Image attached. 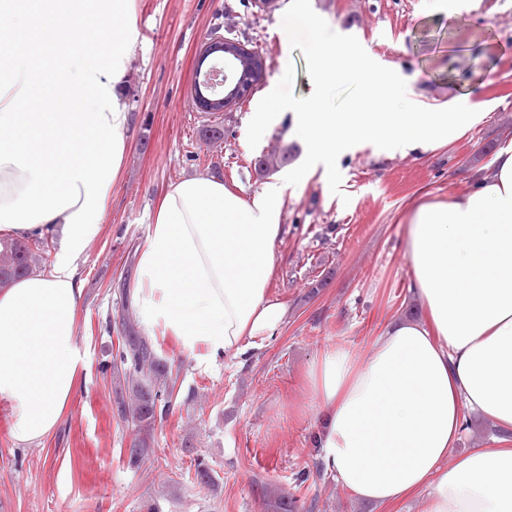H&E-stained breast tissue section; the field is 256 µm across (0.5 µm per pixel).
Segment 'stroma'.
<instances>
[{
    "label": "stroma",
    "instance_id": "obj_1",
    "mask_svg": "<svg viewBox=\"0 0 512 512\" xmlns=\"http://www.w3.org/2000/svg\"><path fill=\"white\" fill-rule=\"evenodd\" d=\"M137 39L126 89L131 123L124 166L103 230L81 261L84 298L76 343L87 368L57 429L15 445L0 405V512H264L261 484L318 498V512H382L353 501L320 467L313 363L343 345L362 353L388 318L412 310L405 255L407 207L429 193L445 200L468 187L512 141V0H307L325 36L356 44L393 86L376 89L351 59L336 61L327 112H438L464 97L481 102L483 120L453 143L390 157L361 144L329 161L289 195L269 288L286 304L276 339L249 358L223 357L202 368L169 338L152 337L160 359L179 374L177 397L156 420L140 466L129 464L135 436L117 411L116 383L104 365L137 316L127 285L136 274L156 206L185 175L221 179L248 197L267 177L261 155L290 137L289 103L310 90L309 36L288 37L292 0H137ZM255 46L265 78L230 112L197 111L196 62L213 32ZM267 105L273 120L254 129ZM224 129L223 141L202 131ZM214 483L193 482L194 461ZM309 475L296 488L297 472Z\"/></svg>",
    "mask_w": 512,
    "mask_h": 512
}]
</instances>
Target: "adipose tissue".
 Listing matches in <instances>:
<instances>
[{
  "label": "adipose tissue",
  "instance_id": "ef3b65f1",
  "mask_svg": "<svg viewBox=\"0 0 512 512\" xmlns=\"http://www.w3.org/2000/svg\"><path fill=\"white\" fill-rule=\"evenodd\" d=\"M136 0H0V236L56 235L47 272L0 289V403L16 445L59 425L86 360L75 339L79 259L99 237L122 168L130 114L121 93L137 38ZM310 31L311 91L291 107L304 162L251 199L220 179L170 184L138 249L131 296L153 336L207 366L247 357L280 332L286 307L268 288L290 191L361 143L391 154L444 146L482 121L466 101L439 112H325L336 58L300 9L288 34ZM406 255L422 317L394 318L363 354L314 362L322 466L356 499L418 512H512V142L491 174L461 194L420 196L406 215ZM505 433L456 450L468 413Z\"/></svg>",
  "mask_w": 512,
  "mask_h": 512
}]
</instances>
